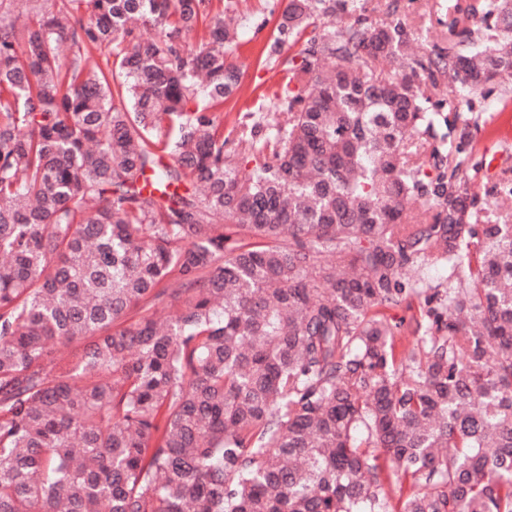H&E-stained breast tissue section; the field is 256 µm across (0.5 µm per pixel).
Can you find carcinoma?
<instances>
[{
    "label": "carcinoma",
    "mask_w": 512,
    "mask_h": 512,
    "mask_svg": "<svg viewBox=\"0 0 512 512\" xmlns=\"http://www.w3.org/2000/svg\"><path fill=\"white\" fill-rule=\"evenodd\" d=\"M236 8L0 0V512H389L382 458L399 512H512V182L465 186L512 0L434 3L421 56L394 3L288 0L276 118L228 126ZM449 272L447 263L434 259L427 261L424 266V284L422 287H434L438 284H442L441 288L447 287ZM424 294H413L407 302L398 306L383 309V313L389 322L395 327V339L397 351L412 346L416 342V336L409 332V322L413 314H419V307L423 303ZM411 305V309L408 308Z\"/></svg>",
    "instance_id": "obj_1"
}]
</instances>
